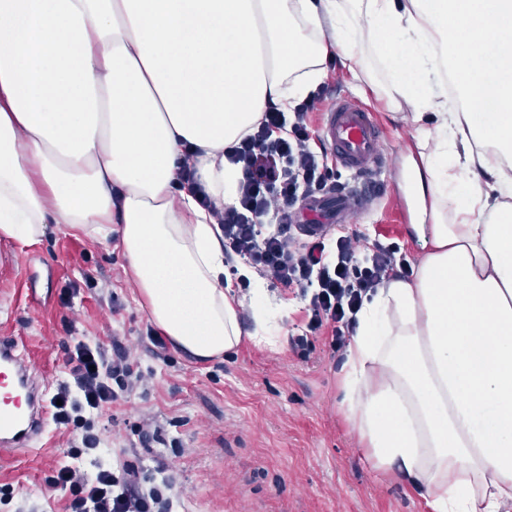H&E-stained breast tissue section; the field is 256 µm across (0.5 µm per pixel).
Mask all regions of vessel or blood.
<instances>
[{"label": "vessel or blood", "mask_w": 512, "mask_h": 512, "mask_svg": "<svg viewBox=\"0 0 512 512\" xmlns=\"http://www.w3.org/2000/svg\"><path fill=\"white\" fill-rule=\"evenodd\" d=\"M321 135L330 145L337 162L345 169L371 177L384 159L380 130L371 110L351 98L337 99L324 114ZM366 188L336 192L309 200L300 214V223L311 231L335 224L362 208ZM53 367L41 350L27 338L0 336V384L5 383L24 397V409L0 408V458H16L30 451L33 439L43 435L47 425L46 392L39 381L49 377Z\"/></svg>", "instance_id": "b4317fda"}]
</instances>
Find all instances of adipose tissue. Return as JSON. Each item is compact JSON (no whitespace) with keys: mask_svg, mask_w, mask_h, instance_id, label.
Returning <instances> with one entry per match:
<instances>
[{"mask_svg":"<svg viewBox=\"0 0 512 512\" xmlns=\"http://www.w3.org/2000/svg\"><path fill=\"white\" fill-rule=\"evenodd\" d=\"M392 110L412 103L430 150L410 167L430 221L412 278L364 300L341 406L377 467L432 512L512 505V0H0V237L63 224L118 239L151 322L198 361L243 340L279 351L224 284V158L337 60ZM463 106L450 107L449 88Z\"/></svg>","mask_w":512,"mask_h":512,"instance_id":"1","label":"adipose tissue"}]
</instances>
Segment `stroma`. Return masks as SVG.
<instances>
[{"instance_id": "stroma-1", "label": "stroma", "mask_w": 512, "mask_h": 512, "mask_svg": "<svg viewBox=\"0 0 512 512\" xmlns=\"http://www.w3.org/2000/svg\"><path fill=\"white\" fill-rule=\"evenodd\" d=\"M318 92L313 126H320L337 95L356 93L374 112L392 159L378 177L376 209L343 225V232L371 242L378 228L392 225L388 242L417 264L419 244L387 208L395 197L414 204L407 162L419 158L421 148L410 105L391 114L382 89L356 90L347 71L333 63ZM8 272L22 285H35L43 307L37 311L13 292L1 293L0 322L10 321L49 351L57 365L49 392L66 378L61 344L75 338L107 344L123 337L142 368L153 369L145 395L109 405L99 422L118 460L147 457L133 431L145 419L161 426L165 438L181 441L183 451L172 459L180 512H429L415 489L368 460L341 410L343 361L325 338L315 340L306 358L246 340L221 361L198 363L174 350L158 359L147 336V308L120 248L73 236L61 224L50 225L35 245L1 238L0 276ZM74 287L80 293L72 307L60 306L61 293ZM177 417L188 418V425L172 426ZM71 439L51 424L34 440V453L0 460V485L13 489L0 512H64L61 493L47 489L43 478Z\"/></svg>"}]
</instances>
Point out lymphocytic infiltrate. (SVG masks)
Instances as JSON below:
<instances>
[{
    "mask_svg": "<svg viewBox=\"0 0 512 512\" xmlns=\"http://www.w3.org/2000/svg\"><path fill=\"white\" fill-rule=\"evenodd\" d=\"M313 96L292 112L270 108L257 130L224 152L240 166L238 202L215 211L224 233V254L239 258L273 286L297 290L307 298L304 331L291 347L307 354L318 336H327L333 352H343L364 298L390 277L408 271L397 247L360 248L354 235H290L288 217L300 199L325 190L335 172L325 153L312 145ZM67 379L56 392L51 417L56 427L76 432L77 443L45 478L61 491L66 512H175L171 465L156 453L152 465L109 458L97 420L105 406L135 395L149 376L139 368L132 347L80 340L64 348Z\"/></svg>",
    "mask_w": 512,
    "mask_h": 512,
    "instance_id": "lymphocytic-infiltrate-1",
    "label": "lymphocytic infiltrate"
}]
</instances>
